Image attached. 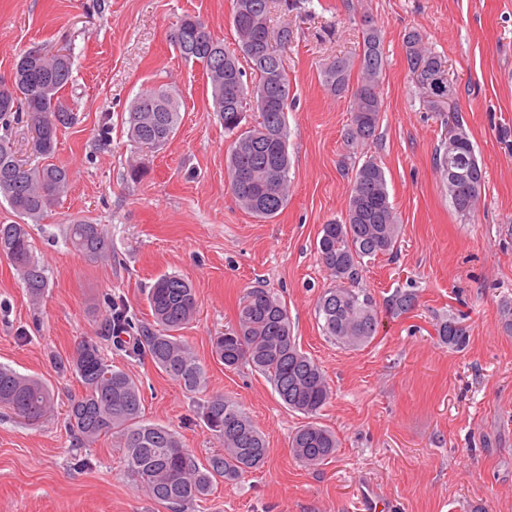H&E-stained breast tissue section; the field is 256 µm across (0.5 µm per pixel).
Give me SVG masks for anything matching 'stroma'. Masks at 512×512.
<instances>
[{
    "instance_id": "obj_1",
    "label": "stroma",
    "mask_w": 512,
    "mask_h": 512,
    "mask_svg": "<svg viewBox=\"0 0 512 512\" xmlns=\"http://www.w3.org/2000/svg\"><path fill=\"white\" fill-rule=\"evenodd\" d=\"M187 13L233 46L231 0H0V79L30 47H67L73 87L64 97L76 114L50 158L67 168L70 189L31 227L49 281L39 300L0 257V365L46 381L59 409L37 426L0 409V512H168L137 491L117 440L83 448L70 438L61 411L82 387L52 364L99 332L109 296L148 319L146 290L164 273L196 290V313L179 335L204 364L209 391L239 403L269 448L262 468L218 484L191 512H350L369 487L385 512H512V332L503 314L512 303V0H300L290 12L272 0L271 30L287 24L294 37L283 51L291 195L269 222L231 195L232 138L201 66L169 40ZM366 18L383 36V107L374 139L353 147L349 97L325 88L323 70L334 58H357ZM412 30L445 60L452 104L433 105L416 88L403 46ZM161 84L178 92L182 122L145 156L125 118L139 92ZM453 108L485 171L466 220L436 164ZM369 158L386 172L401 233L396 254L359 268L354 285L373 296L379 327L370 344L349 349L329 341L316 316L331 285L316 239L322 224L343 220L355 170ZM139 160L147 171L130 180ZM75 219L101 225L111 261L66 244ZM253 288L286 302L299 347L326 373L332 395L319 421L339 446L323 465L294 459L290 437L305 418L265 376L247 365L226 370L212 355L211 337L234 322ZM400 289L417 303L394 315L384 304ZM449 315L468 330L464 350L437 338L436 323ZM110 357L141 384L147 419L176 431L198 457L219 452L196 414L197 395L150 360ZM83 457L90 467L78 466Z\"/></svg>"
}]
</instances>
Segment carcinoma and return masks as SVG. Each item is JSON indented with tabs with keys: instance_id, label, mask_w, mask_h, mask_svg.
Returning <instances> with one entry per match:
<instances>
[{
	"instance_id": "1",
	"label": "carcinoma",
	"mask_w": 512,
	"mask_h": 512,
	"mask_svg": "<svg viewBox=\"0 0 512 512\" xmlns=\"http://www.w3.org/2000/svg\"><path fill=\"white\" fill-rule=\"evenodd\" d=\"M270 0H233L232 26L235 48L230 50L199 17L186 14L170 33V42L182 59L202 66L210 85L214 111L224 129L234 135L227 161L228 187L239 206L267 221L288 205L291 180L288 154V76H278L282 86L279 102L264 106L253 93L271 84L268 59H282L292 41L293 30L280 28L281 39L270 45L254 43V32L268 26ZM410 71L422 69L429 83L418 85L437 99L448 97L451 83L442 60L423 44L419 33L404 38ZM251 70V80L240 63ZM354 63L336 58L324 68V85L335 95L351 92V125L347 142L355 145L375 135L382 112L380 85L385 57L381 31L366 24L362 32L359 77L349 88ZM72 61L61 48L41 57L22 53L10 80L0 83V196L9 204L16 221L0 224V255L20 273L32 298L48 288L43 264L33 256L29 225L66 191L68 171L57 165L34 166L19 158L11 142L13 124L25 121L32 133L33 150L50 156L56 148L60 127L74 120L73 109L64 105L62 93L72 85ZM256 107L255 124H243L248 106ZM181 121L180 103L164 85L138 94L128 109L130 138L143 151L155 152L168 144ZM437 166L446 179L448 197L456 213L470 216L476 206L484 175L475 147L459 120L448 125V138L436 153ZM400 224L388 191L384 168L374 159L355 171L345 218L322 225L316 240L321 263L335 285L325 289L316 303L323 334L344 347H361L376 335L378 313L373 298L347 283L354 280L364 259L390 255L397 249ZM66 240L80 254L103 260L112 257L110 243L97 224L76 220L65 229ZM416 295L398 291L390 309L406 313L415 306ZM152 311L149 322L136 321L124 300L108 299L109 313L100 336L84 340L75 356L59 360V369L70 371L83 392L70 399L65 426L85 447L102 437H115L124 448L127 471L136 487L153 501L186 510L211 495L217 480L239 481L262 467L269 448L261 431L242 407L219 393L204 395L198 416L223 451L200 461L184 447L169 427L149 421L144 414V393L132 376L112 365L102 342L132 357H146L181 388L201 393L206 368L193 349L176 336L194 316L197 299L192 283L178 274L160 276L147 294ZM439 341L462 349L467 327L448 317L436 324ZM212 353L228 369L247 363L265 375L288 409L305 415L291 439L295 459L318 466L333 458L336 435L317 421L331 397L323 369L300 350L293 336L288 308L279 296L264 289H251L241 298L236 323L212 340ZM0 408L30 425L54 414V397L39 378L0 366Z\"/></svg>"
}]
</instances>
